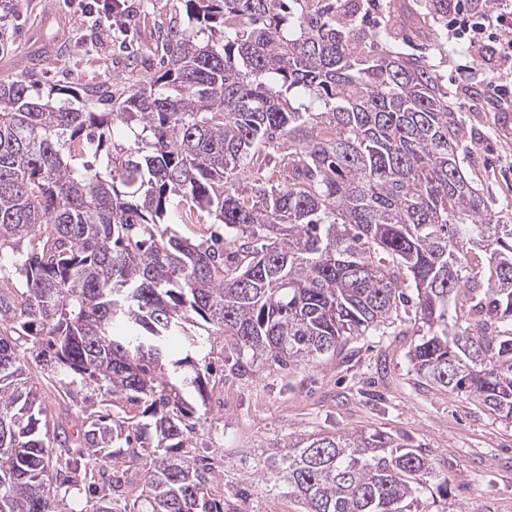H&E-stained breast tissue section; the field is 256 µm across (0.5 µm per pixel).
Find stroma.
I'll list each match as a JSON object with an SVG mask.
<instances>
[{
  "label": "stroma",
  "instance_id": "stroma-1",
  "mask_svg": "<svg viewBox=\"0 0 512 512\" xmlns=\"http://www.w3.org/2000/svg\"><path fill=\"white\" fill-rule=\"evenodd\" d=\"M344 4L373 35L367 51L387 44L426 54L462 120L465 171L495 223L512 224V111L487 94L500 73L495 53L478 56L450 38L425 0ZM171 16L194 30L183 0H120L108 29L68 0H21L0 50V79L33 65L51 86L106 79L138 86L157 70L156 23ZM417 341L415 325L397 320L383 335L351 338L321 361L285 370L256 365L244 376L230 373L222 341L205 342L200 354L213 372L194 441L196 453L216 465L214 494L239 512H302L250 468L255 455L294 433L385 432L422 449L448 476L447 495H422L417 512H512V423L420 379L411 362Z\"/></svg>",
  "mask_w": 512,
  "mask_h": 512
}]
</instances>
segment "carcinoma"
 Wrapping results in <instances>:
<instances>
[{
  "instance_id": "1",
  "label": "carcinoma",
  "mask_w": 512,
  "mask_h": 512,
  "mask_svg": "<svg viewBox=\"0 0 512 512\" xmlns=\"http://www.w3.org/2000/svg\"><path fill=\"white\" fill-rule=\"evenodd\" d=\"M20 2L0 0L1 48ZM184 2L221 39L161 23L163 72L128 95L110 81L44 95L32 67L0 80V512H65L83 483L70 512H224L213 463L190 451L204 333L239 375L286 369L411 303L416 375L512 422V225L467 177L425 57L364 52L334 0ZM427 8L448 27V0ZM173 209L224 232L183 238ZM475 251L484 288L467 286ZM465 286L497 330H449ZM24 344L76 433L49 421ZM254 463L305 512H411L448 486L382 432L296 434Z\"/></svg>"
}]
</instances>
